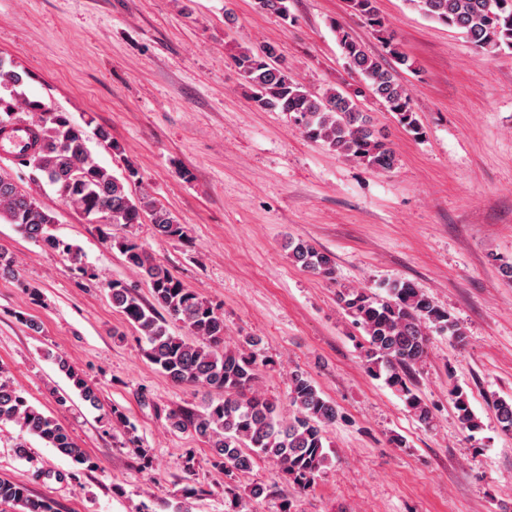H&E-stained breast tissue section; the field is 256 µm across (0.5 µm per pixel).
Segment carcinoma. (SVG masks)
<instances>
[{
    "mask_svg": "<svg viewBox=\"0 0 512 512\" xmlns=\"http://www.w3.org/2000/svg\"><path fill=\"white\" fill-rule=\"evenodd\" d=\"M378 0H348L350 10L378 35L389 59L370 53L338 22L334 23L338 45L348 69L357 77L354 88L330 87L313 94L279 64L278 47L244 50L234 57L242 78L252 91L255 105L284 112L308 140L321 143L337 156L359 161L377 171H390L398 163L394 149L373 129L358 106V98L369 95L380 101L398 122L416 136L422 128L416 118L409 90L397 77V69L416 70L415 61L402 50L377 6ZM427 20L460 30L473 47L493 54L512 48V0H409ZM256 8L288 18L287 0H255ZM26 72L0 59V111L12 116L16 89ZM35 113L31 142L21 161L32 165L52 186L61 201L88 219L107 217L112 224H140L148 219L154 232L168 239L184 237V227L151 192L142 189L136 198L126 183L138 176L127 165L124 179L115 177L97 162L87 145L84 131L64 112H56L38 100L25 102ZM0 218L21 228L27 237L76 261L80 248L52 233L54 216L36 198L22 191L14 179L0 173ZM112 242L124 261L135 268L150 287L152 301L145 303L126 283H105L112 304L125 316L144 342L146 359L177 384L202 386L215 394L201 413L173 410L166 416L171 430L189 431L211 448L216 465L227 472H249L255 460L271 462L277 475L300 489H308L329 465L326 430L339 415L336 404L326 399L312 378L303 371L293 373L288 384L291 413L265 397L257 388L261 367V339L249 336L242 344L225 345L224 315L213 304L188 288L163 264L154 260L135 238ZM289 258L305 270L332 279L335 260L303 239L289 243ZM342 308L364 332L361 346L369 371L386 373V382L404 399L417 420L428 425L433 412L417 394L411 380L427 354L430 333L462 332L448 310L440 307L408 281L393 282L386 296L365 288H349L339 294ZM178 323L188 330L181 336L170 332ZM71 388L93 407L100 406L95 388L69 363L57 360ZM457 418L463 427H479L467 394L452 390ZM502 430L512 432V401L493 403ZM14 424L70 458L81 470L97 467L79 448L69 432L39 407L31 404L0 370V426ZM270 489L256 485L241 495L227 486L233 512H248V500ZM0 506L19 512H56L53 501L33 495L22 484L0 477Z\"/></svg>",
    "mask_w": 512,
    "mask_h": 512,
    "instance_id": "1",
    "label": "carcinoma"
}]
</instances>
